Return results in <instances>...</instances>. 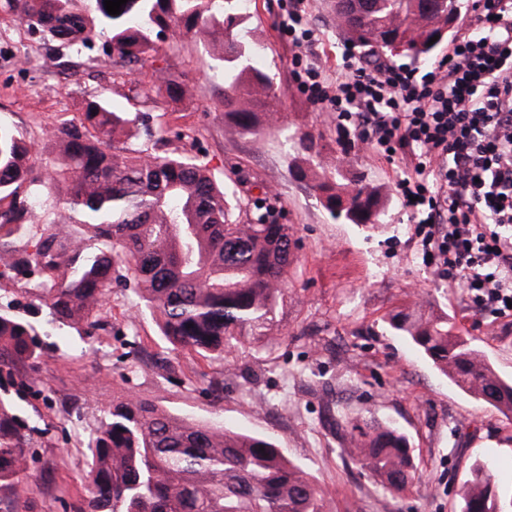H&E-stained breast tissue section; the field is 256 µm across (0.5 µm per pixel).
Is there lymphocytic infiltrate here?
<instances>
[{"label":"lymphocytic infiltrate","instance_id":"f902f5d3","mask_svg":"<svg viewBox=\"0 0 512 512\" xmlns=\"http://www.w3.org/2000/svg\"><path fill=\"white\" fill-rule=\"evenodd\" d=\"M299 88L405 166L396 182L429 266L476 312L512 316V0H472L429 71L342 54L335 81L307 65Z\"/></svg>","mask_w":512,"mask_h":512}]
</instances>
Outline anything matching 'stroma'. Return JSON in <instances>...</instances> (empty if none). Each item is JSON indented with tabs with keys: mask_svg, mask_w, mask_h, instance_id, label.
<instances>
[{
	"mask_svg": "<svg viewBox=\"0 0 512 512\" xmlns=\"http://www.w3.org/2000/svg\"><path fill=\"white\" fill-rule=\"evenodd\" d=\"M331 0H251L241 26L266 47L260 62L273 79L274 113L260 135L242 136L224 123L223 69L198 40L162 38L153 61L131 74L101 62L102 38L81 55L60 57L8 12L0 14V124L50 155L56 125L78 119L83 101L104 97L125 112H148L149 131L133 145L199 156L241 207L277 197L296 239V262L272 344H241L224 360L171 350L148 313L129 292L112 296L98 336L81 341L69 328L44 337L49 352L36 374L47 401L31 476L14 512H76L88 458L83 441L113 401L146 398L198 421L218 419L236 431L271 436L289 459L322 488L329 512H457V491L480 461L491 460L502 484L512 483V416L453 386L408 340L388 325L390 313L418 304L448 315L484 350L501 376L512 379V317L471 311L457 289L426 265L412 221L396 195L399 162L341 143L336 115L311 103L298 88L302 62L335 76L345 36ZM298 9L316 44L296 56L283 26ZM189 82L192 94L175 104L166 95L142 103L135 85L159 70ZM309 132L322 154L346 176H361L381 195L379 224L332 219L299 179L307 167L287 139ZM224 382L213 402L205 389ZM361 417L405 434L419 479L400 494L383 492L342 450L336 417Z\"/></svg>",
	"mask_w": 512,
	"mask_h": 512,
	"instance_id": "obj_1",
	"label": "stroma"
}]
</instances>
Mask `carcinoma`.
<instances>
[{
    "instance_id": "obj_1",
    "label": "carcinoma",
    "mask_w": 512,
    "mask_h": 512,
    "mask_svg": "<svg viewBox=\"0 0 512 512\" xmlns=\"http://www.w3.org/2000/svg\"><path fill=\"white\" fill-rule=\"evenodd\" d=\"M69 0H4L3 7L43 38L81 51L94 29L66 7ZM243 0H128L110 15L94 0L107 33L104 62L125 68L146 63L155 38L203 35L224 69V119L257 136L269 109L272 79L256 68L263 47L240 28ZM455 0H334L348 42L372 57L396 44L401 55L429 60L430 39L448 27ZM188 84L166 71L136 91L178 101ZM143 112H119L100 97L85 101L76 122L53 131L48 162L11 128L0 125V300L19 285L46 309L42 326L0 303V503L29 478L30 450L42 429L31 422L29 398H42L32 375L46 355L38 336L67 327L80 336L101 329L112 289L124 288L176 349L205 359L249 336L268 341L277 322L288 266L295 261L293 227L271 211L249 224L230 185L183 153L127 147L145 123ZM295 146L315 153L299 129ZM314 191L335 220L378 224V190L340 169L314 179ZM390 327L416 345L452 385L512 414V379L501 377L448 315L401 310ZM346 451L384 491L399 494L416 479L406 437L375 421L347 417ZM88 471L78 512H327L325 493L284 450L263 435L219 422L173 415L148 399L112 403L86 445ZM459 512H512V488L499 485L489 464H477L458 490Z\"/></svg>"
}]
</instances>
